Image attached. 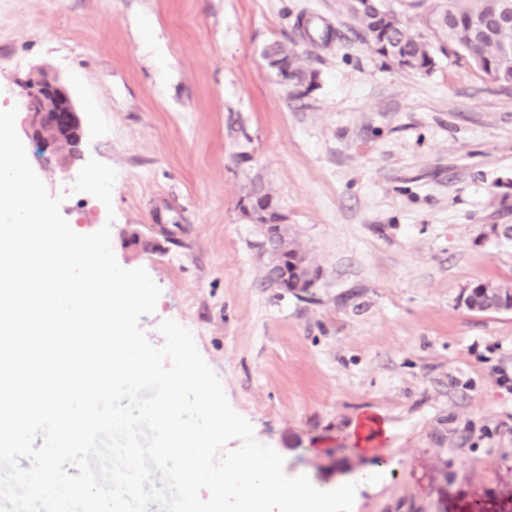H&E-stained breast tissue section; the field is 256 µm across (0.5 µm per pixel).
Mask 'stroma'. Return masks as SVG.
Masks as SVG:
<instances>
[{
  "instance_id": "obj_1",
  "label": "stroma",
  "mask_w": 512,
  "mask_h": 512,
  "mask_svg": "<svg viewBox=\"0 0 512 512\" xmlns=\"http://www.w3.org/2000/svg\"><path fill=\"white\" fill-rule=\"evenodd\" d=\"M337 30L330 45L297 16ZM345 0H0V110L41 74L69 89L83 139L69 164L25 140L77 233L111 228L119 265L160 287L140 328L188 329L231 407L284 473L329 491L385 463L352 512H512V311H472L512 282V86L455 55L400 69L357 36ZM295 41L302 98L264 48ZM113 167L111 205L68 180ZM262 181L320 268L309 292L264 283L241 205ZM392 430L346 446L356 416ZM490 283L496 285H503L507 287L511 283L507 282H492L484 281L477 282L469 288V297L467 300V308L475 311H488V310H500L502 307H508L511 305L512 296L508 289L504 291L503 295L489 294L486 289ZM512 287V285H511ZM506 310H512L508 307Z\"/></svg>"
}]
</instances>
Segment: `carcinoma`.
<instances>
[{
    "mask_svg": "<svg viewBox=\"0 0 512 512\" xmlns=\"http://www.w3.org/2000/svg\"><path fill=\"white\" fill-rule=\"evenodd\" d=\"M499 0H435L427 23L440 48L462 52L493 83L512 85V24L497 23ZM348 12L360 24L358 35L379 55L408 70L429 73L436 66L433 46L413 33L407 23L385 10L380 0H347ZM265 57L276 75L288 77L293 97L301 98L313 90L317 73L310 69L296 49V44L274 42ZM246 205L251 220L264 229V251L285 259L288 268L320 273L309 253L288 232V225L277 222L278 203L262 184H255L247 194ZM489 282H477L469 288L467 308L475 311L499 310L512 305V294H489Z\"/></svg>",
    "mask_w": 512,
    "mask_h": 512,
    "instance_id": "1",
    "label": "carcinoma"
}]
</instances>
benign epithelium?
Masks as SVG:
<instances>
[{"instance_id": "1", "label": "benign epithelium", "mask_w": 512, "mask_h": 512, "mask_svg": "<svg viewBox=\"0 0 512 512\" xmlns=\"http://www.w3.org/2000/svg\"><path fill=\"white\" fill-rule=\"evenodd\" d=\"M22 100L28 115V135L45 150L66 161L83 138V128L71 95L58 78L43 75L23 84Z\"/></svg>"}]
</instances>
